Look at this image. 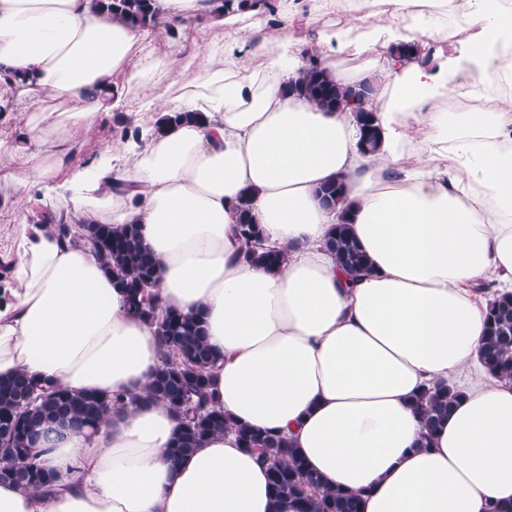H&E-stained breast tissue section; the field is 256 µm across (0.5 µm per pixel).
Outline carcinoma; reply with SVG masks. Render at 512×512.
Returning <instances> with one entry per match:
<instances>
[{
	"label": "carcinoma",
	"mask_w": 512,
	"mask_h": 512,
	"mask_svg": "<svg viewBox=\"0 0 512 512\" xmlns=\"http://www.w3.org/2000/svg\"><path fill=\"white\" fill-rule=\"evenodd\" d=\"M95 4L113 20L131 27L144 29L157 24L156 0H95ZM290 89L304 94L324 110L356 113L361 130L359 145L366 152L377 149V116L365 108L374 92L372 85L342 86L310 59ZM200 119L202 115L198 112H174L155 123V130L161 131L165 124ZM317 195L326 206L335 207L345 202L346 188L343 183L334 182L320 187ZM36 220L39 224H57L64 237L71 233L69 225L56 222L48 206L37 213ZM82 228V237L116 274L128 310L155 325L163 364L138 398L163 403L179 417V431L169 449L170 460L192 453L209 436L232 429L243 447L257 452L268 465L273 512H358V498L324 486L286 438L237 426L223 411L211 406L208 372L218 357L205 340L200 318L178 312L159 313L152 292L158 287V262L143 245L139 227L128 224L118 232L110 224L90 222ZM236 233L248 245L246 257L252 262L277 268L284 261V251L264 247L260 228L245 202L238 209ZM325 247L352 275L368 271V259L350 224L335 225ZM482 363L492 377L512 382V293L495 294L487 303ZM458 395L459 390L453 385L439 383L416 398L414 407L425 429L424 440L430 439L435 425L448 415ZM124 405L121 397L45 386L26 373L0 379V459L6 461L0 466V479L30 490L53 486L59 475L46 469L39 459L40 446L50 433L65 424L77 429L93 428Z\"/></svg>",
	"instance_id": "1"
}]
</instances>
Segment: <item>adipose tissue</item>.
<instances>
[{"label":"adipose tissue","mask_w":512,"mask_h":512,"mask_svg":"<svg viewBox=\"0 0 512 512\" xmlns=\"http://www.w3.org/2000/svg\"><path fill=\"white\" fill-rule=\"evenodd\" d=\"M133 29L94 0H0V163L21 198L65 223L139 225L157 259L161 309L200 316L219 359L213 402L234 424L170 463L178 432L162 403L128 404L96 429H60L40 460L49 491L0 482V512H272L269 470L244 425L288 439L359 512H512V382L479 358L485 300L512 291V0H277L245 11L158 0ZM199 19L198 73L173 78L186 47L150 43ZM411 46L410 56L394 50ZM345 86L369 83L381 143L358 147L352 112L289 92L306 53ZM358 57L341 68L339 55ZM200 112L130 152L77 157L75 140L126 109ZM133 190H113V179ZM346 186L342 209L316 195ZM249 201L285 262L244 260L236 207ZM23 209L0 280V378L24 372L76 393L141 392L161 362L154 327L131 314L84 243ZM347 219L370 263L350 278L324 243ZM463 376L462 396L421 447L415 398Z\"/></svg>","instance_id":"ef3b65f1"}]
</instances>
